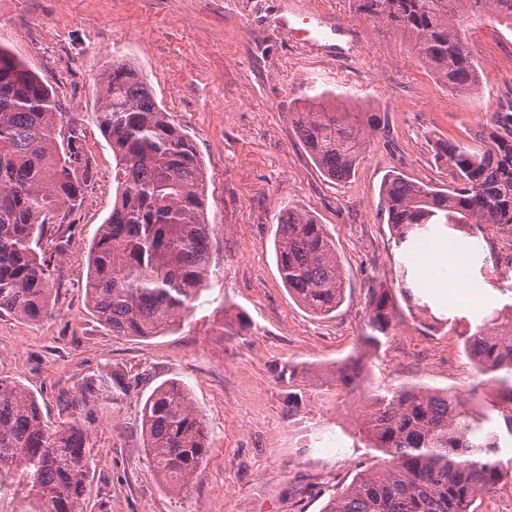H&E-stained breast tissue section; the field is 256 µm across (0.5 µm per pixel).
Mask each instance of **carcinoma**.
<instances>
[{
  "instance_id": "obj_1",
  "label": "carcinoma",
  "mask_w": 512,
  "mask_h": 512,
  "mask_svg": "<svg viewBox=\"0 0 512 512\" xmlns=\"http://www.w3.org/2000/svg\"><path fill=\"white\" fill-rule=\"evenodd\" d=\"M374 32L403 34L423 64L456 94L477 90L478 68L465 52L468 21L487 17L512 27V0H354ZM93 122L116 161L112 211L88 257V308L115 336H160L190 316L212 280V225L205 184L189 135L157 103L143 74L124 61L97 79ZM50 86L0 46V313L40 321L52 313L50 261L38 245L82 204L95 171L76 122L63 127ZM294 131L328 178L350 177L382 131L375 112H349L312 99L291 113ZM448 188L389 175L381 189L395 246L402 249L406 298L431 312L412 255L441 227L460 233L470 260L494 273L496 242L512 238V129L494 119L487 135L437 143ZM276 263L288 292L328 315L344 299V274L325 225L290 206L278 217ZM494 309L462 336L468 357L498 384L481 410L466 399L422 388L374 394L359 428L383 464L330 494L321 512H474L473 504L512 473V304ZM393 313L386 290L367 299L362 347L388 338ZM145 448L154 475L188 491L208 453L204 415L177 381L148 397ZM93 463L77 422L54 427L23 385L0 377V487L25 488L36 512H87Z\"/></svg>"
}]
</instances>
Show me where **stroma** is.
<instances>
[{"label":"stroma","instance_id":"35a3bbf8","mask_svg":"<svg viewBox=\"0 0 512 512\" xmlns=\"http://www.w3.org/2000/svg\"><path fill=\"white\" fill-rule=\"evenodd\" d=\"M311 9L323 23L298 36L292 25ZM0 45L53 88L97 172L61 228L65 251L51 258L53 316L0 315V377L32 392L50 425L76 421L89 437L90 512H321L379 463L358 435L376 389L490 392L456 321L512 304V292L434 297L433 318L421 316L400 290L379 197L394 172L447 182L436 140H467L512 112V27L471 22L466 49L480 84L463 95L437 82L407 38L370 31L353 0H0ZM115 60L136 65L191 136L214 231L209 288L189 318L148 338L112 335L83 290L116 193L112 150L91 119L96 78ZM315 97L384 118V136L350 179L322 175L293 130L291 112ZM291 206L336 243L346 291L326 317L295 302L278 272L277 217ZM372 288L389 291L395 317L388 339L365 351ZM355 362L352 386H337ZM106 370L123 378V392H88ZM169 380L204 414L210 443L183 495L152 474L142 432L146 399Z\"/></svg>","mask_w":512,"mask_h":512}]
</instances>
